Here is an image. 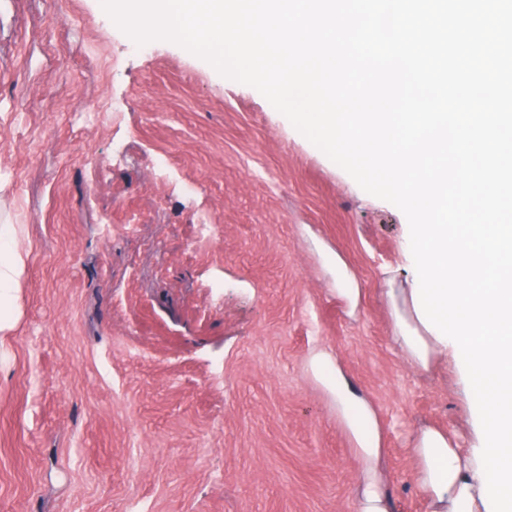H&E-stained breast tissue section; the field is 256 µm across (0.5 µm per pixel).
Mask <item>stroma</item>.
Here are the masks:
<instances>
[{
    "label": "stroma",
    "instance_id": "1",
    "mask_svg": "<svg viewBox=\"0 0 512 512\" xmlns=\"http://www.w3.org/2000/svg\"><path fill=\"white\" fill-rule=\"evenodd\" d=\"M0 213V512H355L320 351L376 414L391 512H429L423 428L473 436L459 364L395 339L402 211L102 0H0ZM22 272L21 259L12 251H6L0 243V305L8 300L14 290L13 285Z\"/></svg>",
    "mask_w": 512,
    "mask_h": 512
}]
</instances>
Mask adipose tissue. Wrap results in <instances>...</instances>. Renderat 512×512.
Listing matches in <instances>:
<instances>
[{"label":"adipose tissue","instance_id":"adipose-tissue-1","mask_svg":"<svg viewBox=\"0 0 512 512\" xmlns=\"http://www.w3.org/2000/svg\"><path fill=\"white\" fill-rule=\"evenodd\" d=\"M397 339L413 364L428 368L431 359L447 351V342L427 330L415 311L396 310ZM329 390L347 419L359 452L366 462L364 491L357 512H388L380 493L375 464L381 448L374 413L352 391L343 372H336ZM419 461L416 481L428 498L431 512H485L480 476L473 449L463 447L459 437L438 430L422 432L414 443Z\"/></svg>","mask_w":512,"mask_h":512}]
</instances>
